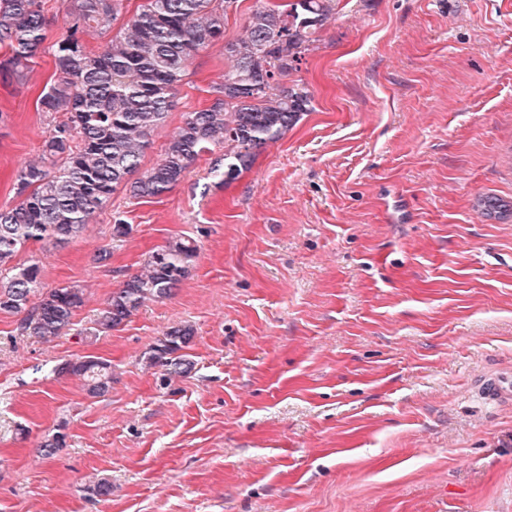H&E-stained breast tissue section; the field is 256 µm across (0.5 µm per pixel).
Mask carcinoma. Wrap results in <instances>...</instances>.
I'll list each match as a JSON object with an SVG mask.
<instances>
[{
	"instance_id": "cac0c4a2",
	"label": "carcinoma",
	"mask_w": 512,
	"mask_h": 512,
	"mask_svg": "<svg viewBox=\"0 0 512 512\" xmlns=\"http://www.w3.org/2000/svg\"><path fill=\"white\" fill-rule=\"evenodd\" d=\"M126 0H63L67 34L54 44L56 79L43 90L41 111L51 128L42 157L15 173L21 198L0 208V312L25 313L21 333L52 342L65 334L84 305L85 289L76 284L42 288L41 268L14 265L27 246L54 248L81 236L112 194L125 190L135 199L158 198L179 184L191 164L212 145L224 146L210 174L229 183L248 169L266 144L281 137L310 111L312 97L284 80L310 50L313 36L336 14L337 0H261L234 39L224 42V80L213 87V102L188 114L172 134L159 162L141 170L154 131L168 116L176 87L189 61L224 38L225 20L238 0H144L94 53L79 33H106L123 16ZM48 22L43 0H0V71L23 81L42 53ZM486 220L512 215L498 198L477 199ZM197 257L190 240H175L152 252L141 272L112 292L89 334L124 324L148 300L171 296ZM38 303L28 307L35 293ZM194 337L189 325L169 328L146 352L163 376H184L192 364L181 351ZM53 373L78 377L86 392L103 396L112 389V364L87 356L53 367ZM65 444L55 433L39 445L49 458Z\"/></svg>"
}]
</instances>
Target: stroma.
I'll return each instance as SVG.
<instances>
[{
    "label": "stroma",
    "instance_id": "35a3bbf8",
    "mask_svg": "<svg viewBox=\"0 0 512 512\" xmlns=\"http://www.w3.org/2000/svg\"><path fill=\"white\" fill-rule=\"evenodd\" d=\"M54 73L48 52L25 84L0 73V207ZM223 78V42L190 60L143 168ZM287 82L312 111L229 186L217 146L162 197L117 190L69 246L18 254L86 299L49 343L0 312V512H512V404L477 395L512 370V219L474 208L512 202V0H340ZM175 238L199 247L189 277L89 335ZM183 323L194 368L164 385L144 354ZM85 356L111 362L107 394L52 374ZM476 209L485 220H503L512 213L511 204L491 196L479 197Z\"/></svg>",
    "mask_w": 512,
    "mask_h": 512
}]
</instances>
